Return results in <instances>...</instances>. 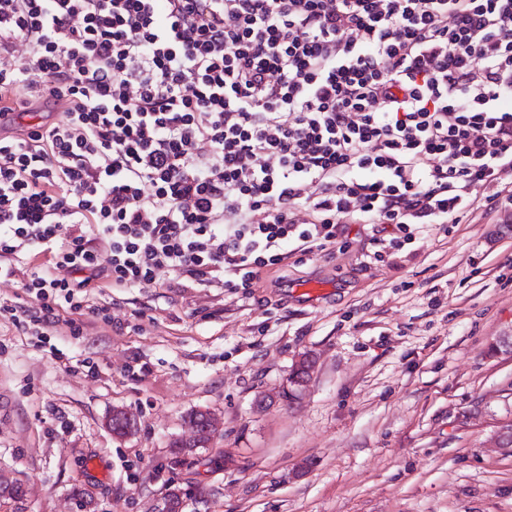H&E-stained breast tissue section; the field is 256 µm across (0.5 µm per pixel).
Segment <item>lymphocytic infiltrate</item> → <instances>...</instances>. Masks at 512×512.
Listing matches in <instances>:
<instances>
[{
  "label": "lymphocytic infiltrate",
  "instance_id": "f902f5d3",
  "mask_svg": "<svg viewBox=\"0 0 512 512\" xmlns=\"http://www.w3.org/2000/svg\"><path fill=\"white\" fill-rule=\"evenodd\" d=\"M66 103L61 120L47 108ZM512 211V0H0V281L43 335L158 273L249 295L348 224Z\"/></svg>",
  "mask_w": 512,
  "mask_h": 512
}]
</instances>
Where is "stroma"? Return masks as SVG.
<instances>
[{"label": "stroma", "instance_id": "35a3bbf8", "mask_svg": "<svg viewBox=\"0 0 512 512\" xmlns=\"http://www.w3.org/2000/svg\"><path fill=\"white\" fill-rule=\"evenodd\" d=\"M250 298L220 288H91L111 323L48 335L0 314V474L25 484L0 512H512V215L476 211L377 262L361 236L281 271ZM314 355L309 384L281 393ZM133 434L107 427L113 409ZM222 430L180 465L186 415Z\"/></svg>", "mask_w": 512, "mask_h": 512}]
</instances>
